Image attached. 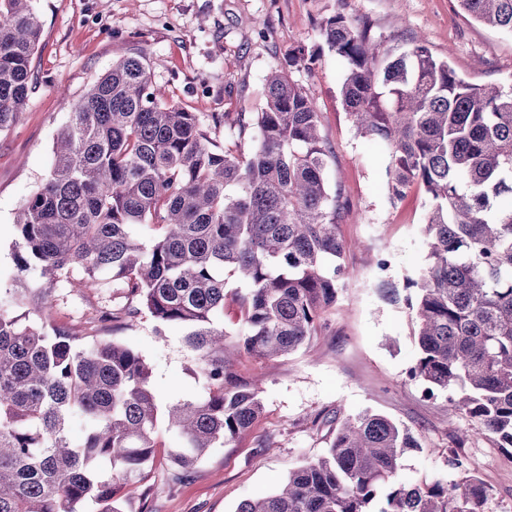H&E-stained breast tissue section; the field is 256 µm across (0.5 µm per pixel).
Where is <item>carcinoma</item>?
<instances>
[{"mask_svg":"<svg viewBox=\"0 0 512 512\" xmlns=\"http://www.w3.org/2000/svg\"><path fill=\"white\" fill-rule=\"evenodd\" d=\"M459 2L512 32V0ZM40 31L33 0H0V132L28 100ZM320 34L344 67L354 128L388 151L391 199L418 186L429 200L427 263L404 284L419 346L409 378L512 448V87L465 80L421 38L385 46L339 12ZM316 59L299 45L289 65ZM236 127L214 144L198 113L158 95L142 55L112 64L72 106L50 175L15 220L16 279L35 271L40 283L0 290V512H124L117 492L153 468L164 417L178 435L168 457L190 477L263 413L234 359L289 355L336 304L350 277L345 206L325 185L314 100L275 69L263 111ZM141 226L156 236L143 241ZM75 271L84 288L119 289L129 321L182 328L207 395L164 405L139 351L104 337L84 346L52 324L49 293ZM229 277L245 288L227 293ZM229 295L245 328L236 340L224 331ZM419 447L381 415L338 421L325 456L236 512H488L489 489L467 472L395 482Z\"/></svg>","mask_w":512,"mask_h":512,"instance_id":"1","label":"carcinoma"}]
</instances>
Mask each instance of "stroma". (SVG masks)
I'll return each instance as SVG.
<instances>
[{
    "instance_id": "1",
    "label": "stroma",
    "mask_w": 512,
    "mask_h": 512,
    "mask_svg": "<svg viewBox=\"0 0 512 512\" xmlns=\"http://www.w3.org/2000/svg\"><path fill=\"white\" fill-rule=\"evenodd\" d=\"M43 31L34 54L35 87L17 121L0 132V288L14 287V220L19 207L47 179L54 136L79 100L114 62L132 53L147 60L168 101L199 113L208 135L223 141L238 114L266 103L267 74L286 65L289 50H319L312 68L290 69L322 116L329 149L325 179L341 190L349 211L340 234L354 276L320 318L317 333L276 359L242 356L238 375L261 380L264 412L250 431L211 449L191 477L164 456L177 437L162 432L161 461L126 502V512H235L247 499L286 482L304 461L323 455L335 434L333 417L365 411L409 428L421 447L405 454L396 480L421 484L455 480L448 463L457 448L491 493L490 512H512V450L471 436V422L450 415L448 395L426 396L409 379L418 356L411 314L404 302L380 295V281L403 286L427 258L421 226L428 200L412 189L398 201L386 187V149L362 138L341 100L343 66L324 50L319 22L337 12L370 24L378 38L420 36L474 83L512 87V34L467 17L458 0H34ZM52 321L71 334L113 336L139 350L153 369V384L168 401L200 396L181 330L156 335L148 315L117 329L100 318L114 308L108 293L60 283L52 292Z\"/></svg>"
}]
</instances>
